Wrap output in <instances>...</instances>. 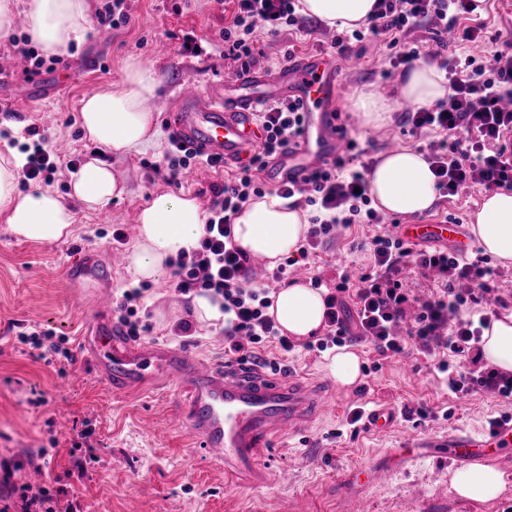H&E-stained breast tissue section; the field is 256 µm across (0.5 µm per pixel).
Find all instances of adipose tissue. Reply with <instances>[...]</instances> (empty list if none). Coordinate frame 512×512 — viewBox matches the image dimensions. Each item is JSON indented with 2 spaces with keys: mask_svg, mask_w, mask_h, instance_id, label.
Instances as JSON below:
<instances>
[{
  "mask_svg": "<svg viewBox=\"0 0 512 512\" xmlns=\"http://www.w3.org/2000/svg\"><path fill=\"white\" fill-rule=\"evenodd\" d=\"M376 0H300L303 14L326 26L352 29L367 22ZM26 32L45 56L68 55L75 41L92 29L89 0H25ZM157 89L152 67L138 59L125 63L120 81L112 90L83 99L80 124L87 138L117 155H126L155 144L159 131L145 104ZM448 86L434 67L419 64L399 81L395 96L416 107L446 98ZM20 158L0 157V213L11 234L35 242H53L72 235L74 203L108 211L113 200L126 192L122 175L93 158L70 174L71 196L36 187L18 190ZM370 194L377 208L388 214L417 216L435 204V177L423 154L411 147L383 152L372 166ZM207 214L197 198L182 193L163 194L142 208L137 234L126 256V270L133 280L163 281L171 262L181 252L198 247ZM307 212L289 207L286 199L268 195L244 204L233 221L234 241L247 255L265 258L269 265L298 251L307 230ZM478 244L503 266L512 265V191L500 190L482 201L470 226ZM267 310L284 334L305 339L323 324L320 290L296 282L270 292ZM481 357L488 365L512 372V312L493 318L484 329ZM450 486L460 497L490 500L507 482L496 468L474 464L453 471Z\"/></svg>",
  "mask_w": 512,
  "mask_h": 512,
  "instance_id": "adipose-tissue-1",
  "label": "adipose tissue"
}]
</instances>
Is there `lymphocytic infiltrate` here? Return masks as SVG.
Returning a JSON list of instances; mask_svg holds the SVG:
<instances>
[{"mask_svg": "<svg viewBox=\"0 0 512 512\" xmlns=\"http://www.w3.org/2000/svg\"><path fill=\"white\" fill-rule=\"evenodd\" d=\"M297 0H233L230 24L224 29V55L235 61L255 63L260 31L278 34L289 27L306 30L295 9ZM474 0H377L374 13L362 29L333 39L337 53L352 42L367 38L387 39L391 69H410L417 60L444 72L448 96L431 107L405 112L403 124L423 136L421 151L436 177L440 195H456L465 186L487 192L512 189V151L505 138L512 134V49L493 50L483 56L467 52H421L408 44L407 36L421 25L440 30L455 28L460 15L473 13ZM262 140L249 163L233 180L215 188L200 246L175 262L174 288L183 296L206 295L220 300L224 314V353L245 362L257 349L273 345L280 353H292L296 344L280 333L267 315L270 285L288 277L277 266L258 276L248 255L233 242V217L245 203L263 198L266 190L260 174L288 143L302 131V117L291 101L266 105L259 114ZM368 172L355 168L350 157H338L328 167L313 171L304 186L276 188V195L309 210L310 224L300 249L302 257L353 224L380 226L364 243L370 266L358 279L341 274L333 291L325 296V333L316 340L317 351L331 346L372 344L380 355H397L406 344L418 345L425 354H437L439 372L456 394L488 393L512 398V375L480 368L482 330L490 324L483 314L494 289L495 270L488 257L471 258L448 251L412 248L397 236L384 232L386 216L371 205ZM435 274L439 293L410 295L405 281L409 270ZM479 308L478 318H461L463 306ZM470 359L466 371L451 370L450 358Z\"/></svg>", "mask_w": 512, "mask_h": 512, "instance_id": "lymphocytic-infiltrate-1", "label": "lymphocytic infiltrate"}]
</instances>
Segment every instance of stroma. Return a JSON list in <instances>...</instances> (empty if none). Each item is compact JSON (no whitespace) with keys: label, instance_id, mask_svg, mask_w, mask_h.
Instances as JSON below:
<instances>
[{"label":"stroma","instance_id":"stroma-1","mask_svg":"<svg viewBox=\"0 0 512 512\" xmlns=\"http://www.w3.org/2000/svg\"><path fill=\"white\" fill-rule=\"evenodd\" d=\"M232 10L231 0H127L128 24L94 28L70 56L57 59L51 74L61 84L40 97L33 95V79L22 74L13 47L14 38L24 34L23 26L15 25L12 36L0 38V72L9 77L0 84V155H7L14 143H27V129L36 126L45 129L50 142H66L76 163L104 160L127 185L109 212L75 205L74 234L56 242L16 238L0 215V461L11 464V484H28L30 472L39 470L38 484L56 494L59 512L72 502L80 503L83 512H343L337 498L342 474L382 461L391 466V477L362 491L366 512H512V448L496 464L507 488L486 501L461 498L451 489L454 467L444 456L395 455L408 436L428 440L457 430L479 433L487 429L489 419L512 414V400L486 394L459 398L448 388H435L439 374L432 359L416 351L383 358L371 345L355 346L361 365L374 364L378 370L361 377L359 385L342 388L325 372L324 354L296 348L286 371L305 376L321 391L323 409L301 434L277 441L263 457L270 473L288 470L290 482L272 481L254 489L226 486L223 466L188 427L173 423L185 399L180 382L116 395L89 362L77 357L71 365L49 364L24 342V334L49 329L64 337L66 348L77 356L78 338L98 314L99 289L108 288L117 303L134 285L125 267L110 265L113 230L121 229L126 242H133L140 210L158 195L184 192L207 207L213 186L236 175V168L219 165L197 168L193 180L175 181L164 161L173 121L164 103L186 79L203 86L211 77L242 67L224 56V28ZM188 34L201 45V54L184 51ZM335 35L334 29L323 26L312 32L261 36L258 66L275 69L286 51L316 50ZM352 50L341 60L343 84L337 101L338 110L347 113L358 94L393 97L402 77L390 71L383 43H356ZM131 58L150 64L159 81L154 97L161 107L156 114L159 143L115 156L85 137L79 112L84 97L111 90L120 81ZM349 136L358 140L364 150L360 160L369 165L386 144L415 149L422 145L395 118L381 127L356 121ZM484 197V191L464 189L439 198L416 221L433 224L456 216L471 224ZM371 234L370 227L355 224L323 244L310 261L312 274L330 288L340 271L357 277L368 263L367 253L357 245ZM81 258L92 264L93 273L75 287L68 269ZM144 303L143 339L223 364L222 328L199 320L190 299L175 293L171 280L150 284ZM182 319L192 321L195 329L184 342L172 332ZM357 404L420 408L429 416L419 422L401 416L386 431L354 433L344 423L350 406ZM79 465L84 477L68 494H59L55 476Z\"/></svg>","mask_w":512,"mask_h":512}]
</instances>
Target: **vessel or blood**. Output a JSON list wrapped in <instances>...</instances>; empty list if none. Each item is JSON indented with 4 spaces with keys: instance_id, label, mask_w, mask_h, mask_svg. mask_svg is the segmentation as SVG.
Masks as SVG:
<instances>
[{
    "instance_id": "vessel-or-blood-1",
    "label": "vessel or blood",
    "mask_w": 512,
    "mask_h": 512,
    "mask_svg": "<svg viewBox=\"0 0 512 512\" xmlns=\"http://www.w3.org/2000/svg\"><path fill=\"white\" fill-rule=\"evenodd\" d=\"M341 86L336 56L326 50L297 55L275 71L244 68L204 87L191 79L170 105L176 114L171 131L189 148L222 158L225 166H239L261 140V109L281 98L294 100L302 107L304 133L268 165L264 179L272 187L299 184L347 151L346 120L336 109ZM395 232L412 244L467 247L461 224H401ZM111 307V295H103L83 346L113 393L178 379L187 403L175 419L198 433L213 459L223 463L226 485L265 486L273 478L262 463L266 448L302 432L320 408L315 391L293 377H274L236 363L218 368L189 351L132 339L109 321ZM442 445L458 465L497 460L499 448L512 445V419L481 437L449 434Z\"/></svg>"
}]
</instances>
